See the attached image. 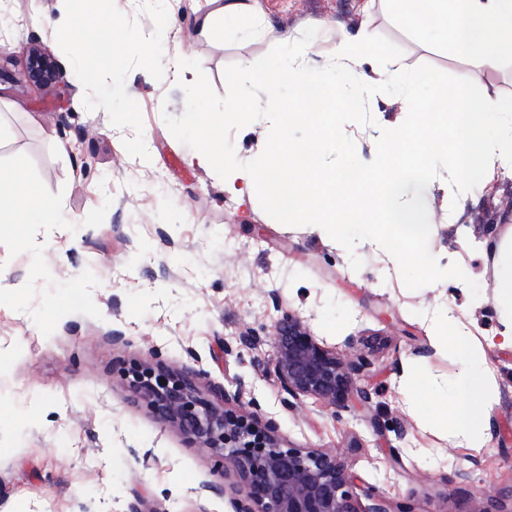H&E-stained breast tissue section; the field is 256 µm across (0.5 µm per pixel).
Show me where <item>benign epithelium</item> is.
Masks as SVG:
<instances>
[{
  "mask_svg": "<svg viewBox=\"0 0 512 512\" xmlns=\"http://www.w3.org/2000/svg\"><path fill=\"white\" fill-rule=\"evenodd\" d=\"M26 78L47 89L60 81L55 59L37 44L29 50ZM272 340L274 372L289 406H297L304 396L346 405L362 362H343L290 312L275 323ZM132 376V386L144 394L160 421L176 425L191 444L215 455L216 475L232 471L234 512H411L391 506L370 486L363 495L373 504L360 509L343 452L283 446L276 425L262 421L258 412L200 400L194 371L172 372L160 365L134 370Z\"/></svg>",
  "mask_w": 512,
  "mask_h": 512,
  "instance_id": "1",
  "label": "benign epithelium"
}]
</instances>
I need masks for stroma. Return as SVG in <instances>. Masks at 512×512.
Here are the masks:
<instances>
[{
    "label": "stroma",
    "mask_w": 512,
    "mask_h": 512,
    "mask_svg": "<svg viewBox=\"0 0 512 512\" xmlns=\"http://www.w3.org/2000/svg\"><path fill=\"white\" fill-rule=\"evenodd\" d=\"M259 4V17L225 21L204 37L197 21L209 0H167L164 55L199 60L222 96L227 65L256 61L307 27L318 30L303 55L313 68L329 63L337 35L365 30L400 46L406 67L428 64L482 93L512 94V55L493 68L462 58L407 30L388 0ZM60 8L59 0H0V166L22 164L67 218L0 237V512H233L212 453L112 374L124 362L158 360L198 372L199 394L212 403L242 390L241 408L257 405L286 445L344 449L357 484L386 500L414 512H512V347L485 343L501 328L492 244L512 225V171L464 193L456 210L472 223L462 232L430 182L429 250L467 278L408 289L400 275L382 274L371 249L350 253L309 227L283 225L193 165V149L164 122L182 115L183 90L140 68L126 89L140 106L150 160L130 156L123 142L134 130L83 105L84 87L50 34ZM35 42L58 61L59 87L25 79ZM368 109L372 125L344 127L365 162L381 129L406 118L382 93ZM447 308L484 343L495 387L478 448L426 422L404 385L405 370L421 363L442 397L463 372V360L431 339L432 317ZM288 312L341 360H362L347 407L313 397L284 405L270 334Z\"/></svg>",
    "instance_id": "1"
}]
</instances>
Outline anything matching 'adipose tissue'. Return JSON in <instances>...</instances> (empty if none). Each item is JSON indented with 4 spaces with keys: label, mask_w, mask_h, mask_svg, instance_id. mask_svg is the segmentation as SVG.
<instances>
[{
    "label": "adipose tissue",
    "mask_w": 512,
    "mask_h": 512,
    "mask_svg": "<svg viewBox=\"0 0 512 512\" xmlns=\"http://www.w3.org/2000/svg\"><path fill=\"white\" fill-rule=\"evenodd\" d=\"M396 16L409 29L432 32L435 38L460 56L493 67L505 47H512V0H390ZM335 58L353 78L377 59L369 34L341 37ZM58 203L37 190L22 165L0 167V236L15 232L20 224H59ZM496 301L509 313L503 323L504 343L512 344V227L497 244ZM434 340L471 365L459 379L451 402L431 403L430 414L449 434L477 444L491 404V379L483 368V356L464 336L462 324L448 313L432 322Z\"/></svg>",
    "instance_id": "obj_1"
}]
</instances>
